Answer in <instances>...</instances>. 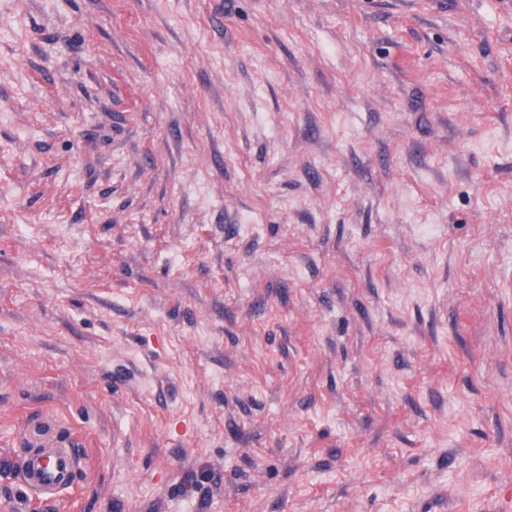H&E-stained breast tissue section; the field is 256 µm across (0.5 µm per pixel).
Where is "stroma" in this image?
<instances>
[{"label": "stroma", "mask_w": 512, "mask_h": 512, "mask_svg": "<svg viewBox=\"0 0 512 512\" xmlns=\"http://www.w3.org/2000/svg\"><path fill=\"white\" fill-rule=\"evenodd\" d=\"M0 512H512V0H0ZM42 453L21 460L20 482L41 503H55L75 483L76 459L84 454L74 441L48 442Z\"/></svg>", "instance_id": "obj_1"}]
</instances>
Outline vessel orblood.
I'll return each mask as SVG.
<instances>
[{
    "label": "vessel or blood",
    "mask_w": 512,
    "mask_h": 512,
    "mask_svg": "<svg viewBox=\"0 0 512 512\" xmlns=\"http://www.w3.org/2000/svg\"><path fill=\"white\" fill-rule=\"evenodd\" d=\"M82 456L75 442L49 443L42 453L21 460L20 482L40 502H56L72 489L77 461Z\"/></svg>",
    "instance_id": "b4317fda"
}]
</instances>
